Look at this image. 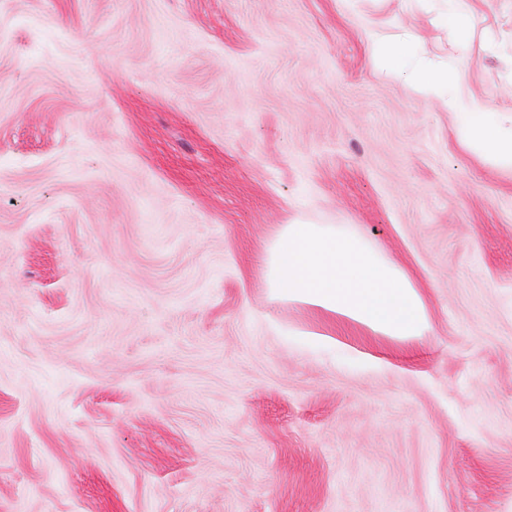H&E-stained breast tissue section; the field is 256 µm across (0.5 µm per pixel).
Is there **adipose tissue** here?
Returning <instances> with one entry per match:
<instances>
[{"mask_svg":"<svg viewBox=\"0 0 512 512\" xmlns=\"http://www.w3.org/2000/svg\"><path fill=\"white\" fill-rule=\"evenodd\" d=\"M378 70L440 100L457 118L455 137L492 168L512 169V120L466 89L458 65L412 63L417 35L359 20ZM262 273L270 299L322 310L398 342L424 336L431 317L417 283L382 247L351 224H282L265 242Z\"/></svg>","mask_w":512,"mask_h":512,"instance_id":"adipose-tissue-1","label":"adipose tissue"}]
</instances>
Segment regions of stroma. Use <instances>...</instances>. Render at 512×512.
Listing matches in <instances>:
<instances>
[{
    "instance_id": "35a3bbf8",
    "label": "stroma",
    "mask_w": 512,
    "mask_h": 512,
    "mask_svg": "<svg viewBox=\"0 0 512 512\" xmlns=\"http://www.w3.org/2000/svg\"><path fill=\"white\" fill-rule=\"evenodd\" d=\"M355 0L512 114V0ZM339 0H0V512H512V174ZM355 224L402 345L268 297ZM451 23L463 34H465L471 23L472 8L470 0H449Z\"/></svg>"
}]
</instances>
